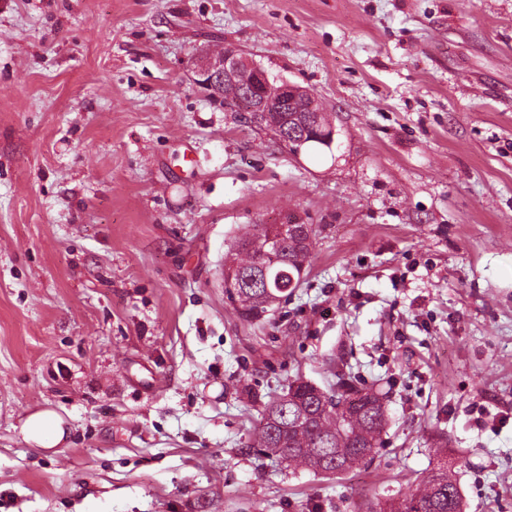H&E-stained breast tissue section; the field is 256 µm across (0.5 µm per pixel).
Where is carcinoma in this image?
<instances>
[{
	"mask_svg": "<svg viewBox=\"0 0 512 512\" xmlns=\"http://www.w3.org/2000/svg\"><path fill=\"white\" fill-rule=\"evenodd\" d=\"M315 118V113L305 112L300 123L287 127L294 139H304V153L332 149L324 136H304ZM294 229L279 239L274 256L265 259L262 250L268 234L279 233V225L266 224L262 231L241 240L235 256L225 262L224 278H233L242 317L258 318L267 294L282 297L283 289L298 287L316 229L311 224H296ZM386 424L383 398L376 391L355 390L341 377L326 389L297 378L285 394L266 405L251 447L289 467L339 474L369 457V452L380 445ZM454 497L458 512H465L456 480L442 465L421 480L409 499L391 505L389 512H448V499Z\"/></svg>",
	"mask_w": 512,
	"mask_h": 512,
	"instance_id": "1",
	"label": "carcinoma"
}]
</instances>
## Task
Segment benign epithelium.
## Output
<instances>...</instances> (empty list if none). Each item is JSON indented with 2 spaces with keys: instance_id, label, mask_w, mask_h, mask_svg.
Returning a JSON list of instances; mask_svg holds the SVG:
<instances>
[{
  "instance_id": "obj_1",
  "label": "benign epithelium",
  "mask_w": 512,
  "mask_h": 512,
  "mask_svg": "<svg viewBox=\"0 0 512 512\" xmlns=\"http://www.w3.org/2000/svg\"><path fill=\"white\" fill-rule=\"evenodd\" d=\"M196 75L206 86L221 82L238 87V111L255 127L260 126V113L272 111L274 105L280 112L319 111L307 90L285 80H270L260 64L232 50L219 56H201Z\"/></svg>"
}]
</instances>
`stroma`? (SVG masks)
<instances>
[{"label": "stroma", "mask_w": 512, "mask_h": 512, "mask_svg": "<svg viewBox=\"0 0 512 512\" xmlns=\"http://www.w3.org/2000/svg\"><path fill=\"white\" fill-rule=\"evenodd\" d=\"M227 50L332 153L199 84ZM289 217L301 283L244 319L224 263ZM340 376L384 398L370 459L252 453L270 396ZM441 465L512 512V0H0V512H387ZM196 75L198 81L206 86L221 82L239 87L236 101L240 108L234 107L239 112H245V119L260 129L268 130L260 126L258 115L261 112H269L267 124L279 122L280 112H303L300 124L292 123L287 127L288 134L284 129L278 132L269 130L274 139L287 145L288 149V137L293 139L291 134H294V139H302L307 127L315 124V113L321 112L307 90L285 80L279 83L271 81L260 64L232 50L224 51L219 56H201L196 62ZM248 101L250 104H247ZM272 103L278 108L276 112L271 107ZM23 431L28 442L44 449L57 447L65 437L63 421L51 411H40L30 415Z\"/></svg>", "instance_id": "35a3bbf8"}]
</instances>
